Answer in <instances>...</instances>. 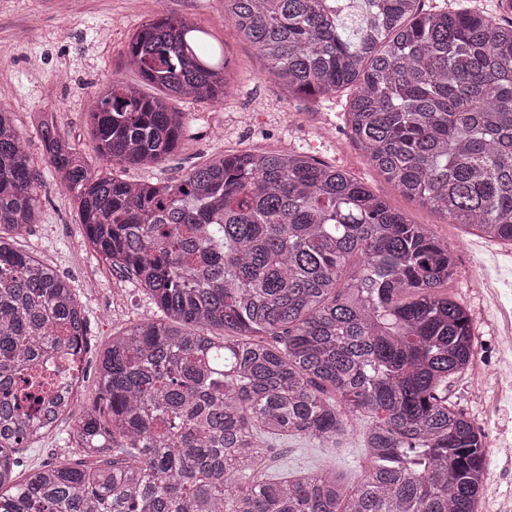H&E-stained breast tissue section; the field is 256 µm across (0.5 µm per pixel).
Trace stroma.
<instances>
[{
	"mask_svg": "<svg viewBox=\"0 0 512 512\" xmlns=\"http://www.w3.org/2000/svg\"><path fill=\"white\" fill-rule=\"evenodd\" d=\"M59 2L0 0V104L13 112L43 183L41 216L20 235L18 246L72 280L85 308L89 348L72 412L59 420L54 433L28 445L27 465L79 462L65 438L75 426L78 410L98 396L102 352L115 332L157 312L149 296L103 260L84 237L75 199L52 178L32 121L35 113H55L61 133L80 149L91 151L87 123L91 96L115 79L140 84L138 72L124 65L125 45L141 24L169 14L222 42L234 89L214 104L173 99L172 108L184 115L182 148L161 165L123 170V177L140 182L170 180L223 154L308 150L364 182L413 223L428 225L442 240L455 241L458 275L448 292L466 307L480 354L449 378L448 400L483 433L489 466L480 512H512V349L499 344L512 301L502 309L492 298L497 290L512 294V245L469 233L379 178L345 127L344 95L330 100L289 95L268 74L256 48L238 37L224 13V0H67L64 8ZM244 111L253 115L251 127L238 123ZM478 262L487 269L481 277L472 271ZM91 275L98 279V287H86ZM365 426V421L355 422L335 450L315 448L303 440L275 443L267 465L274 472H295L330 464L350 484H358L369 466L361 442Z\"/></svg>",
	"mask_w": 512,
	"mask_h": 512,
	"instance_id": "1",
	"label": "stroma"
}]
</instances>
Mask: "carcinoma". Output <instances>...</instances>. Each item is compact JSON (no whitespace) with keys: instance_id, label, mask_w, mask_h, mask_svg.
I'll use <instances>...</instances> for the list:
<instances>
[{"instance_id":"1","label":"carcinoma","mask_w":512,"mask_h":512,"mask_svg":"<svg viewBox=\"0 0 512 512\" xmlns=\"http://www.w3.org/2000/svg\"><path fill=\"white\" fill-rule=\"evenodd\" d=\"M502 13L428 0H224L240 37L294 96L349 91L352 141L402 196L512 242V0ZM202 28L161 14L88 113L101 167L36 115L52 178L93 249L160 312L112 335L96 401L68 441L86 459L18 480L55 428L40 363L87 342L70 282L16 247L39 188L0 105V512H479L483 434L448 404L479 354L453 296L452 247L360 180L303 151L233 153L179 179L116 167L178 152L173 97L231 88ZM223 334L218 336L216 331ZM368 474L265 469L274 441L337 448L354 421Z\"/></svg>"}]
</instances>
